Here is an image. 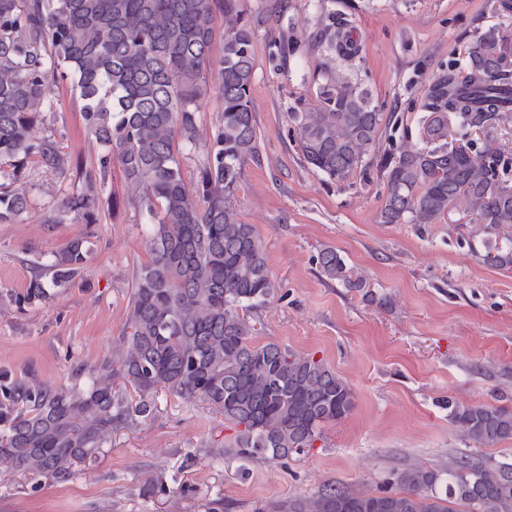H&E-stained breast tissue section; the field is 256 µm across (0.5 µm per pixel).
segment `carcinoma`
<instances>
[{"mask_svg":"<svg viewBox=\"0 0 512 512\" xmlns=\"http://www.w3.org/2000/svg\"><path fill=\"white\" fill-rule=\"evenodd\" d=\"M224 51L216 91L218 123L198 165L196 186L182 175V146L198 137L196 114L212 67L217 17ZM256 22L238 0H0V176L30 165L78 182L42 223L80 215L95 224L100 194L119 165L124 202L152 221L151 260L138 268L127 332L115 356L88 372L84 388L30 385L0 376V469L41 483L67 482L137 428L164 389L203 402L233 424L225 452L281 460L314 448L324 428L346 418L355 394L323 360L276 342L253 340L246 312L273 300L279 284L251 224L232 195L243 164L258 157L251 106ZM345 21L320 31L318 45L343 62L357 53ZM72 74L85 128L102 147L88 167L72 164L40 133L58 77ZM313 111L293 112L301 154L338 185L376 167L384 224H438L450 215L487 233L512 229V30L477 31L464 63L433 75L421 101L420 144L396 138L393 116L347 75L326 74ZM25 191L0 184V224L35 209ZM85 240L72 241L35 273L23 299L84 279ZM484 259L512 264V249L491 245ZM323 276L357 291L336 249L325 247ZM462 440L489 446L512 439V410L449 404ZM265 512H512V465L463 456L446 469L406 466L389 486L368 492L327 484L278 501Z\"/></svg>","mask_w":512,"mask_h":512,"instance_id":"obj_1","label":"carcinoma"}]
</instances>
